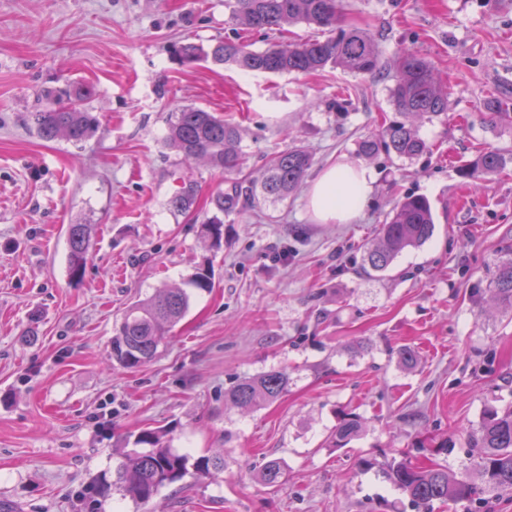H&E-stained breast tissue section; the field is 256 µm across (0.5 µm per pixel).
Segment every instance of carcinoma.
Listing matches in <instances>:
<instances>
[{
    "label": "carcinoma",
    "instance_id": "1",
    "mask_svg": "<svg viewBox=\"0 0 512 512\" xmlns=\"http://www.w3.org/2000/svg\"><path fill=\"white\" fill-rule=\"evenodd\" d=\"M233 15L244 29L271 30L285 23L313 25L328 35L303 42L283 43L262 51L232 39H220L204 48L192 43H176L171 58L182 65L211 60L245 73H312L331 65L354 74L381 71V54L372 33L343 23V0H235ZM396 76L391 88L395 110L406 118L383 128L375 136L357 143V153L372 158L380 150L400 158L414 159L430 147L419 133L415 120L439 116L448 111V94L435 75L432 63L407 47L395 53ZM93 95L92 86L69 82L66 88L45 94L44 109L31 113L37 136L45 141L63 137L80 143L97 127L96 118L83 108ZM495 124L512 127V103L491 99L487 103ZM166 144L186 160H204L227 174L242 171L244 157L238 148L239 126L207 110L178 106L170 114ZM512 153L498 149L478 152L460 166L465 178L492 175L505 169ZM313 164L312 156L300 147H290L267 163L260 184H251L253 199L283 201L304 181ZM197 182L185 179L170 201L174 211L188 212L196 204ZM434 217L429 201L420 196H405L397 202L392 216L382 225L380 239L365 248L364 261L375 271L386 270L394 258L408 247L418 246L433 233ZM202 233L219 245L224 234L218 216L202 224ZM70 275H83L92 237L89 224L67 226ZM497 299L512 306V257L501 259L491 281ZM189 295L183 288H161L153 296L125 311L112 336V359L127 369L151 362L167 339V332L185 315ZM288 377L270 371L247 377L230 388L225 399L241 407H257L275 401L287 389ZM361 430V422L348 414L330 436L332 446L347 445ZM473 466L482 478L483 493H512V409L487 412L472 436ZM137 448L123 454L113 486L137 504L149 503L167 485L186 476L211 478L224 472V459L202 455L192 458L175 452L160 431L143 430L135 438ZM282 467L276 459L266 461L260 476L271 487L277 486ZM386 478L407 492L419 506L430 508L436 502L472 501L473 484L457 480L434 466L423 467L408 457L392 461Z\"/></svg>",
    "mask_w": 512,
    "mask_h": 512
}]
</instances>
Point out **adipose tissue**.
<instances>
[{
	"label": "adipose tissue",
	"mask_w": 512,
	"mask_h": 512,
	"mask_svg": "<svg viewBox=\"0 0 512 512\" xmlns=\"http://www.w3.org/2000/svg\"><path fill=\"white\" fill-rule=\"evenodd\" d=\"M373 174L362 166L334 164L313 182L309 208L320 224H347L365 208L372 191Z\"/></svg>",
	"instance_id": "1"
}]
</instances>
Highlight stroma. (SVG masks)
Masks as SVG:
<instances>
[{
  "instance_id": "1",
  "label": "stroma",
  "mask_w": 512,
  "mask_h": 512,
  "mask_svg": "<svg viewBox=\"0 0 512 512\" xmlns=\"http://www.w3.org/2000/svg\"><path fill=\"white\" fill-rule=\"evenodd\" d=\"M231 11L230 0H0V512H424L381 464L421 458L417 442L431 437L432 463L475 480L470 434L512 406V307L490 288L512 255V164L459 172L479 149H512V128L486 109L512 102V0H345V22L376 39L377 74L245 75L171 58L175 43L238 36L260 51L319 34L248 33ZM401 46L434 65L448 111L421 124L428 154L359 156L360 138L399 118ZM73 80L94 86L84 107L98 130L78 144L40 139L39 96ZM182 105L239 126L242 173L166 146ZM294 145L313 158L299 191L258 208L239 196L211 245L201 225L217 192L258 180ZM333 163L374 175L348 224L317 223L308 208L312 179ZM186 178L197 207L176 213ZM408 194L430 201L432 238L387 271L365 269V246ZM71 224L94 227L79 280ZM201 268L211 288H189ZM165 286L190 294L168 345L143 367L113 365L115 324ZM405 347L414 367L399 359ZM272 370L288 375L275 402H225L240 379ZM346 412L363 429L329 447ZM145 429L166 431L178 452L223 457V474L185 478L145 505L93 494ZM271 458L284 467L277 487L260 477Z\"/></svg>"
}]
</instances>
